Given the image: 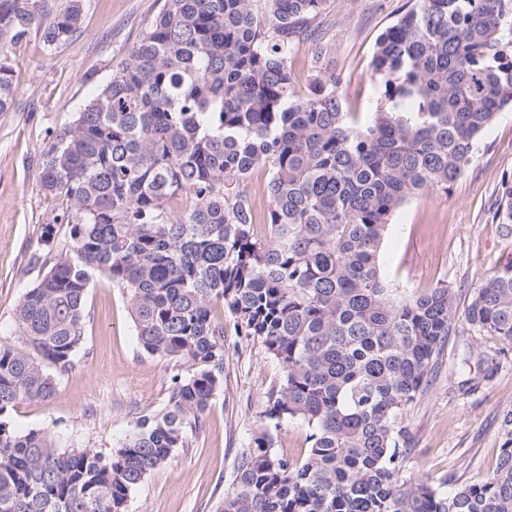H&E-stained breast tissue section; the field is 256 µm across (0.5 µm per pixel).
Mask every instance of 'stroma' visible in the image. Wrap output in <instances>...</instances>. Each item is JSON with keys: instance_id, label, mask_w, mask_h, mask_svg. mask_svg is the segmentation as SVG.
Wrapping results in <instances>:
<instances>
[{"instance_id": "stroma-1", "label": "stroma", "mask_w": 512, "mask_h": 512, "mask_svg": "<svg viewBox=\"0 0 512 512\" xmlns=\"http://www.w3.org/2000/svg\"><path fill=\"white\" fill-rule=\"evenodd\" d=\"M407 0H327L309 31L296 35L289 54L298 93L316 77L341 74L344 111L359 119L380 97L372 76L379 37L402 15ZM163 0H85L81 25L47 45L38 30L1 49L17 87L0 112V344L23 348L17 306L38 269L42 225L66 209L46 194L39 163L51 133L71 123L109 82L122 54L159 13ZM512 183V109L499 113L474 159L448 190L411 199L396 211L379 255L386 280L402 297L452 288L456 330L435 360L422 396L404 413L413 442L402 477L442 491L481 483L494 470L504 410L512 409V347L472 329L465 310L485 285L512 263V233L497 215ZM88 322L74 366L49 401L24 400L9 415L20 434L44 430L60 445L111 455L135 430L139 416L161 408L179 364L139 346L129 302L102 276L87 290ZM224 319V390L211 402L190 447L152 472L129 496L125 512H217L230 489L237 459L263 424L269 393L283 369L256 338Z\"/></svg>"}]
</instances>
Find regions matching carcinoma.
I'll return each mask as SVG.
<instances>
[{"label":"carcinoma","mask_w":512,"mask_h":512,"mask_svg":"<svg viewBox=\"0 0 512 512\" xmlns=\"http://www.w3.org/2000/svg\"><path fill=\"white\" fill-rule=\"evenodd\" d=\"M326 2L165 0L44 150L41 186L70 208L42 226L41 270L16 312L35 356L0 344V512H125L224 389L218 306L283 368L218 512H512V410L485 482L444 494L402 479L403 413L456 326L455 294L397 298L379 267L393 213L448 190L512 106V0H409L377 42L380 102L365 125L343 111L335 73L294 88L289 42ZM84 7L66 0L44 22L29 0H0V48L35 27L54 45ZM15 95L0 58V112ZM259 169L261 219L243 190ZM95 274L127 295L144 352L185 367L107 458L6 420L50 399L74 364ZM465 318L512 344V263ZM292 420L310 429L300 462L275 451Z\"/></svg>","instance_id":"cac0c4a2"}]
</instances>
